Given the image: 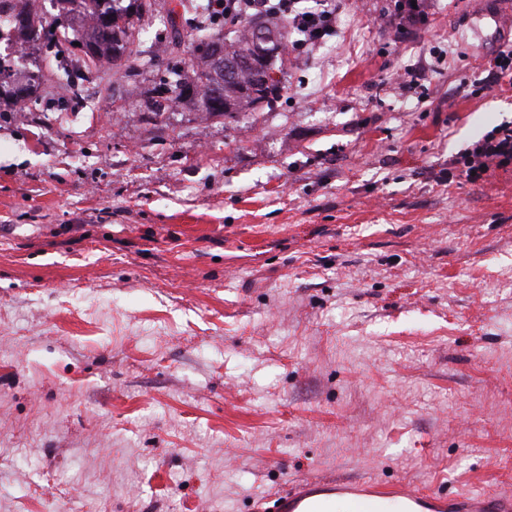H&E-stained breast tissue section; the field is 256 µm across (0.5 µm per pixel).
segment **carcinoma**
<instances>
[{"label": "carcinoma", "mask_w": 512, "mask_h": 512, "mask_svg": "<svg viewBox=\"0 0 512 512\" xmlns=\"http://www.w3.org/2000/svg\"><path fill=\"white\" fill-rule=\"evenodd\" d=\"M15 0H0V43L10 44L15 51L37 50L47 42L55 48L49 64V79L69 82L77 70L88 69L107 59L112 67L132 77L138 71L137 50L133 48L134 19L152 10L153 0H54L57 14L47 19L14 7ZM89 16L91 29L79 40L80 53L72 50L69 30ZM239 31L229 40L221 28L201 26L197 44L191 51L180 50L182 39L171 41L175 53L173 70L184 73L182 80L163 79L155 83L144 100L147 111L164 112L173 103H185L201 112L233 118L250 110L271 108L279 98L281 81L273 76L275 61L283 60L288 36L277 31L279 43L259 48L255 30L259 24L243 20ZM42 70L25 73L0 57V104L16 106L35 94L42 83Z\"/></svg>", "instance_id": "carcinoma-1"}]
</instances>
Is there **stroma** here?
<instances>
[{
	"label": "stroma",
	"mask_w": 512,
	"mask_h": 512,
	"mask_svg": "<svg viewBox=\"0 0 512 512\" xmlns=\"http://www.w3.org/2000/svg\"><path fill=\"white\" fill-rule=\"evenodd\" d=\"M489 0H335L272 110L142 107L207 0L136 20L145 66L0 112V512H282L309 480L429 512L512 491V168L448 164L512 122L460 93ZM412 1L416 2V8H413ZM428 2L429 0H397L394 8L383 19L401 32H405L408 26L416 25L422 21L427 13L426 9L430 7ZM338 489L346 495H352L355 497L367 498L369 502L381 507L383 501L388 496L393 495L401 498L404 502H410L415 500L417 494L415 492L401 489V490H385L377 486H371L364 483H345L338 485Z\"/></svg>",
	"instance_id": "1"
}]
</instances>
